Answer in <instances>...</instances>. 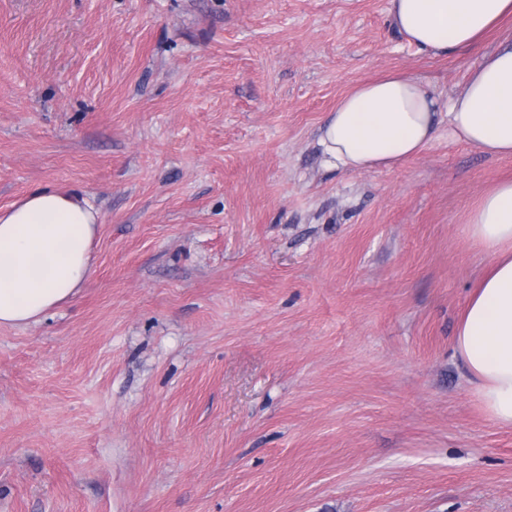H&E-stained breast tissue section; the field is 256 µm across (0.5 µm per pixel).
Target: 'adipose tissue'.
<instances>
[{
  "label": "adipose tissue",
  "instance_id": "ef3b65f1",
  "mask_svg": "<svg viewBox=\"0 0 512 512\" xmlns=\"http://www.w3.org/2000/svg\"><path fill=\"white\" fill-rule=\"evenodd\" d=\"M397 30L420 51L478 45L512 16V0H389ZM438 100L417 78L392 74L342 96L320 136L330 164L391 170L434 139ZM452 135L484 153L512 156V38L501 39L450 105ZM98 214L63 189L31 191L0 208V326H30L74 300L93 273ZM465 233L491 257L456 328L455 355L476 404L512 428V179L494 184Z\"/></svg>",
  "mask_w": 512,
  "mask_h": 512
}]
</instances>
